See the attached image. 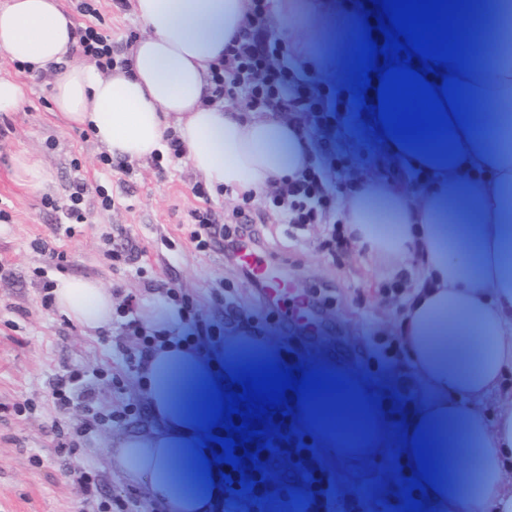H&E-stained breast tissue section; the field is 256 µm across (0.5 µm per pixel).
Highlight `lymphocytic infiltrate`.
<instances>
[{
    "instance_id": "lymphocytic-infiltrate-1",
    "label": "lymphocytic infiltrate",
    "mask_w": 512,
    "mask_h": 512,
    "mask_svg": "<svg viewBox=\"0 0 512 512\" xmlns=\"http://www.w3.org/2000/svg\"><path fill=\"white\" fill-rule=\"evenodd\" d=\"M247 4L243 20L224 45L223 61L211 72L207 103L277 116L287 122L293 138L305 142L306 153L298 171L276 183L268 196V206L281 222L327 225L326 244L332 248L346 239L336 224V215L346 202L356 201L379 209L393 193L414 200L422 197L429 184L423 170H415L409 180L393 185L358 159L347 128L350 96L325 78L319 57L311 53L301 58L291 56L273 31L269 0H247ZM76 36L82 56L92 60L101 71L127 67V58L121 57L111 39L95 27L77 29ZM192 193L200 202L191 212L194 223L189 233L197 251H223L225 264L233 265L240 245H261L263 234L256 227L261 215L254 209L252 194L239 195L234 207L219 216L211 207L205 185L195 184ZM166 297L182 317L183 332L145 327L138 314L139 301L129 295L116 310L121 341H113L108 333L101 337L103 343L112 344L128 374L141 376L149 357L168 345L184 344L196 349L206 344L220 352L256 346L255 319L240 309L232 296L224 298V318L220 321L205 316L187 294L170 288ZM50 389L60 410L80 404L98 428L128 424L142 413L141 401L133 398L127 399L121 409L109 413L97 410L93 397L84 388V374L77 369L57 375ZM273 422L279 425L284 441L281 447L259 453L262 469L249 466L239 473L232 466H225V474L233 480L231 490L224 493L228 512H237L244 499L280 512L281 495L271 482L269 471L276 458L302 474V501L294 505V512H340L342 496L318 462L315 438L298 428L295 416L277 414ZM69 471L86 498L96 501L99 512H136L138 502L132 496L105 497L91 473L76 465L70 466ZM243 475L255 483L253 492L244 498L239 495V478Z\"/></svg>"
}]
</instances>
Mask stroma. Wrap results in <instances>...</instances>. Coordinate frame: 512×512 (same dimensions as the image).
Here are the masks:
<instances>
[{
    "label": "stroma",
    "instance_id": "obj_1",
    "mask_svg": "<svg viewBox=\"0 0 512 512\" xmlns=\"http://www.w3.org/2000/svg\"><path fill=\"white\" fill-rule=\"evenodd\" d=\"M325 19L312 36L316 47L332 50L335 22L346 10L362 14L370 0H314ZM100 31L109 35L123 52L147 33L133 11H119L112 0H99ZM0 77L12 78L25 89V100L13 112H0V207L12 216L0 223V404L26 403L29 411L0 417V512H97L95 502L84 499L68 470L62 467L55 428L73 432L76 448L73 463L97 476L107 493L134 491L141 504H148L143 487H131L119 464L110 463L106 450L112 437L152 428L150 415L123 428L87 433L89 419L77 406L62 412L55 406L48 382L66 367L121 373L122 367L110 347L98 337L68 320L49 300L61 277L100 282L114 290V304L125 295L138 299H164L174 288L193 296L208 315L223 311L213 289L233 290L241 309L264 315L259 293L236 268L225 265L222 252H197L188 240L190 212L197 201L191 188L201 176L188 160L134 162L132 179L122 180L97 162L101 147L86 131L69 127L52 103L54 73L42 77L17 68L0 51ZM350 131L358 158L386 174L402 180L407 165L390 156L371 127L357 112L349 114ZM27 154L39 165L37 185H30L17 171L15 159ZM81 159L82 173L90 185L102 186L112 197L111 210H103L96 193H88L83 207L88 221L74 227L69 238H56L53 227L57 212L46 208L51 197L66 203L75 173L73 159ZM265 247L276 256L280 271L296 290L325 292V306L332 318L320 333L299 328H261V335L277 342L289 365L321 359L358 369L364 380L378 388L389 422L407 417L427 397L428 390L407 361L381 363L373 356L366 338L371 333L394 335L410 302L409 297L385 300L381 290L387 280L382 266L369 263L356 242L328 254L322 245V226L296 234L279 224L273 212L265 214ZM131 230L143 249L144 271L135 274L116 266L106 255L104 237L119 229ZM66 251L64 264L49 260L47 248ZM397 435L387 438L386 456L348 468L337 463L327 470L343 489L342 512H383V502L397 483L393 453Z\"/></svg>",
    "mask_w": 512,
    "mask_h": 512
}]
</instances>
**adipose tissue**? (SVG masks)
I'll use <instances>...</instances> for the list:
<instances>
[{
    "label": "adipose tissue",
    "mask_w": 512,
    "mask_h": 512,
    "mask_svg": "<svg viewBox=\"0 0 512 512\" xmlns=\"http://www.w3.org/2000/svg\"><path fill=\"white\" fill-rule=\"evenodd\" d=\"M149 35L133 46L128 68L102 74L71 61L75 23L59 0H5L0 5V50L30 72L61 67L52 96L55 110L91 133L112 156L145 160L164 151L174 130L192 167L211 188L260 195L271 180L288 177L300 147L280 120L263 112H224L204 105L210 68L240 23L246 0H133ZM271 13L294 48L307 44L320 17L309 0H271ZM468 75L469 124L426 151L381 142L389 154L430 177L428 200L393 201L384 211L347 206L350 230L368 259L382 264L416 252L424 264L430 302L413 305L419 318L416 372L429 395L407 425L422 431L440 453L439 490L429 491L432 512H512V412L489 421L481 401L512 371V0L478 8ZM498 47L488 63L486 45ZM497 108L494 123L483 113ZM476 253L459 248L460 237ZM60 313L96 331L112 322V294L97 281L59 279L53 290ZM214 355L182 358L176 380L142 379L154 429L121 437L113 456L149 499L172 512H220L222 465L209 483L198 463L204 433L197 424L202 395L219 376ZM323 459L349 463L354 451L381 444V431L364 413L345 411L311 428Z\"/></svg>",
    "instance_id": "obj_1"
}]
</instances>
